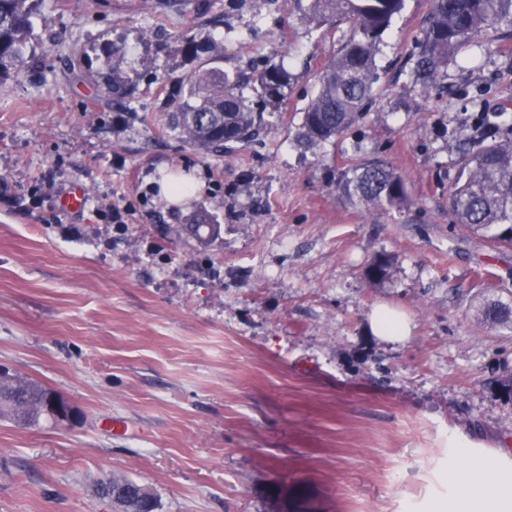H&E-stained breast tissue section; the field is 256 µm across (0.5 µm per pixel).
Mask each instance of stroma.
Listing matches in <instances>:
<instances>
[{
  "label": "stroma",
  "instance_id": "1",
  "mask_svg": "<svg viewBox=\"0 0 512 512\" xmlns=\"http://www.w3.org/2000/svg\"><path fill=\"white\" fill-rule=\"evenodd\" d=\"M199 2L41 0L33 59L0 80V365L77 412L67 427L0 420V512H116L96 492L112 475L158 512H277L275 483L304 492L293 512H429L455 438L499 460L496 481L512 469V322L478 309L512 303V245L459 224L449 197L478 113L512 141V35L483 33L424 87L409 72L433 0H406L362 116L311 150L303 111L350 23L312 20L311 0ZM187 37L223 39L221 69L294 76L221 155L169 124L170 86L197 67ZM116 47L134 87L119 103L101 80ZM367 162L401 174L407 204L339 189ZM169 176L204 190L171 205ZM75 184L86 203L69 210ZM381 257L389 273L370 281ZM381 306L406 317L405 342L374 337Z\"/></svg>",
  "mask_w": 512,
  "mask_h": 512
}]
</instances>
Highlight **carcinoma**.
Here are the masks:
<instances>
[{"label":"carcinoma","instance_id":"obj_1","mask_svg":"<svg viewBox=\"0 0 512 512\" xmlns=\"http://www.w3.org/2000/svg\"><path fill=\"white\" fill-rule=\"evenodd\" d=\"M41 0H0V78L17 75L28 62L34 19ZM405 0H311L310 10L323 22L348 19L354 32L338 50L320 78L317 94L306 108L299 138L319 148L349 128L370 98L376 56L384 33L402 12ZM512 31V0H435L434 11L420 45L414 75L426 86L435 83L448 57L468 40L490 28ZM184 53L200 66L173 85L181 97L172 113L173 129L188 145L206 153H222L235 143L252 139L265 112H274L287 97L293 79L281 63L268 61L250 74L224 72L210 63L224 58V42L184 40ZM115 99L132 96L133 88L117 64L106 76ZM349 198L388 210L407 201L403 177L391 167L370 162L344 174L339 183ZM459 223L512 242V142H491L466 154L462 176L451 194ZM487 321L512 316L500 301L481 308ZM48 387L19 374L0 378V419L37 426L48 420ZM122 512H139L144 498L154 494L136 482L114 476L97 492L109 498L112 489Z\"/></svg>","mask_w":512,"mask_h":512}]
</instances>
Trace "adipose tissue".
Returning <instances> with one entry per match:
<instances>
[{"label": "adipose tissue", "mask_w": 512, "mask_h": 512, "mask_svg": "<svg viewBox=\"0 0 512 512\" xmlns=\"http://www.w3.org/2000/svg\"><path fill=\"white\" fill-rule=\"evenodd\" d=\"M492 464L483 454L449 456L448 480L455 492L448 501L433 504L432 512H512V475L487 484L485 474Z\"/></svg>", "instance_id": "obj_1"}]
</instances>
